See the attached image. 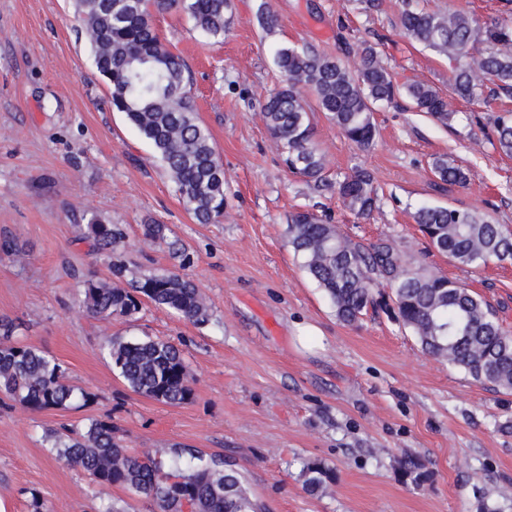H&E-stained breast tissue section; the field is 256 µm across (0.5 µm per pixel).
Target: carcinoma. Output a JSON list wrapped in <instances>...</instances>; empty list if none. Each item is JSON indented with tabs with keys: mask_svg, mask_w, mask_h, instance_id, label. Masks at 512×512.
<instances>
[{
	"mask_svg": "<svg viewBox=\"0 0 512 512\" xmlns=\"http://www.w3.org/2000/svg\"><path fill=\"white\" fill-rule=\"evenodd\" d=\"M79 20L91 46L96 69L108 84L112 107L126 114L152 145L169 179L193 219L212 224L224 218V168L209 131L196 118L187 90L190 74L183 57L168 48L153 25L154 15L182 12L208 36H224L230 0H75ZM400 26L413 40L456 61L448 93L413 81L399 85L378 51L364 43L359 65L351 71L340 62L299 46H284L276 62L286 83L264 105L263 120L285 156L291 172L309 181H324L325 156L314 141L309 113L300 95L311 90L321 111L329 114L345 137L367 148L375 140L372 105L403 97L441 126L455 113L451 101L486 102L485 88L494 84L512 92V26L485 30L463 12H430L404 2ZM482 40L484 52L469 46ZM499 148L512 155V114L498 116ZM433 175L443 184L465 186V168L445 156L433 158ZM344 206L360 218L379 208L374 178L355 169L336 182ZM419 231L437 252L461 266L475 268L491 260H512V234L473 211L420 207L413 215ZM83 237L95 254L116 272L114 257L126 251V235L117 224L95 221ZM288 245L302 266L332 301L336 317L357 323L368 309L381 305L385 293L397 319L417 337L429 356L464 370L478 382L512 389V334L483 298L441 271L414 266L388 240L364 245L345 236L335 224L308 210L288 218ZM204 324L210 307L189 278L151 273L124 286L89 277L82 305L96 320L134 317L143 301ZM14 326L0 321V395L31 411H68L89 406L96 395L68 381V367L29 345L12 340ZM112 370L135 393L179 406L193 401L194 379L176 345L146 336L111 338L105 347ZM56 459L82 470L100 487H120L153 502L158 512H261L243 477L224 469L219 459H206L189 448H155L129 454L116 441L112 418L92 420L83 430L62 426L45 432ZM304 489L324 493L335 482L322 463L302 468Z\"/></svg>",
	"mask_w": 512,
	"mask_h": 512,
	"instance_id": "carcinoma-1",
	"label": "carcinoma"
}]
</instances>
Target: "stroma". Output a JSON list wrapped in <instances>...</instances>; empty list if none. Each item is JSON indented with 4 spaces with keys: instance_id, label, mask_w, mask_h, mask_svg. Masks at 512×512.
Listing matches in <instances>:
<instances>
[{
    "instance_id": "obj_1",
    "label": "stroma",
    "mask_w": 512,
    "mask_h": 512,
    "mask_svg": "<svg viewBox=\"0 0 512 512\" xmlns=\"http://www.w3.org/2000/svg\"><path fill=\"white\" fill-rule=\"evenodd\" d=\"M413 7L462 9L479 26L512 24V0H410ZM401 0H231L223 40L179 12L155 15L161 36L186 61L197 115L224 165V218L195 223L152 145L123 113L96 71L74 0H0V318L15 335L64 362L93 405L31 412L0 400V512H99L105 502L155 512L129 491L93 485L58 463L43 440L59 424L111 415L130 452L193 448L242 473L262 512H512V391L474 381L425 354L392 310L353 325L288 245V216L310 209L357 242L392 241L413 264L438 269L483 297L512 331V263L465 268L426 243L419 206L476 210L512 232V157L496 145L495 115L455 101L451 126L433 124L406 100L372 107L377 135L349 141L312 93L304 99L326 157L327 185L292 174L261 112L283 84L274 63L284 45L353 65L370 43L398 83L422 80L447 91L454 61L407 37ZM277 19L272 30L260 12ZM447 156L467 168L466 186L437 183L429 164ZM364 168L379 188L370 218L342 205L334 184ZM122 225L128 268L182 272L211 307L197 325L143 303L131 319L98 321L82 305L84 280H112L88 253L91 220ZM167 225L192 261L167 242H141L147 221ZM152 336L183 352L196 380L192 403L170 406L130 391L102 347L112 337ZM419 464L408 476V460ZM336 474L331 490L302 487L304 463Z\"/></svg>"
}]
</instances>
